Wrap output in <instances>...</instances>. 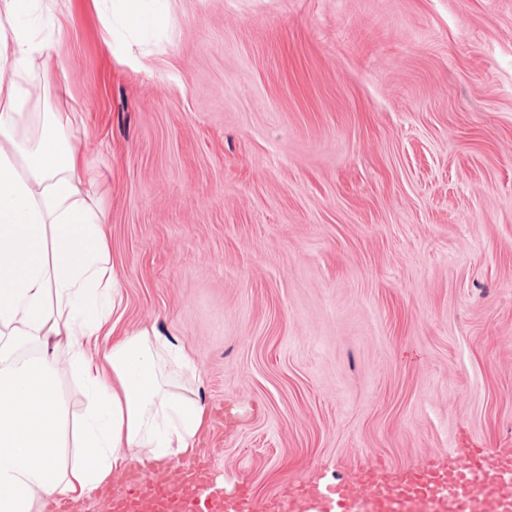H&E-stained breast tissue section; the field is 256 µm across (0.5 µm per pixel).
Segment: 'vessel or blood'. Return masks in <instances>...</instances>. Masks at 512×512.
Wrapping results in <instances>:
<instances>
[{
    "mask_svg": "<svg viewBox=\"0 0 512 512\" xmlns=\"http://www.w3.org/2000/svg\"><path fill=\"white\" fill-rule=\"evenodd\" d=\"M101 512H512V458L492 465L467 458L444 470L421 468L381 482L374 470L329 482H305L285 498L256 500L246 484L226 489L210 456L180 463L175 475L129 473L98 491Z\"/></svg>",
    "mask_w": 512,
    "mask_h": 512,
    "instance_id": "b4317fda",
    "label": "vessel or blood"
}]
</instances>
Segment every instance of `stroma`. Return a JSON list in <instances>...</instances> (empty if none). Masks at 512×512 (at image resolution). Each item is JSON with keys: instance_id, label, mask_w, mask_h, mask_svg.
I'll use <instances>...</instances> for the list:
<instances>
[{"instance_id": "35a3bbf8", "label": "stroma", "mask_w": 512, "mask_h": 512, "mask_svg": "<svg viewBox=\"0 0 512 512\" xmlns=\"http://www.w3.org/2000/svg\"><path fill=\"white\" fill-rule=\"evenodd\" d=\"M62 18L118 330L184 344L260 500L512 456V0H161ZM147 1L149 0H118V14L122 22L141 31L151 28L159 17L156 10L146 7Z\"/></svg>"}]
</instances>
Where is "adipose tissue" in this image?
<instances>
[{"label":"adipose tissue","instance_id":"adipose-tissue-1","mask_svg":"<svg viewBox=\"0 0 512 512\" xmlns=\"http://www.w3.org/2000/svg\"><path fill=\"white\" fill-rule=\"evenodd\" d=\"M45 9L63 6L0 0V512H44L54 497L82 512L129 465L187 460L209 426L184 346L139 330L92 351L118 290L97 176L69 145V115L31 109L51 68L66 67L60 40L32 24ZM70 371L85 408L68 452L58 386Z\"/></svg>","mask_w":512,"mask_h":512}]
</instances>
